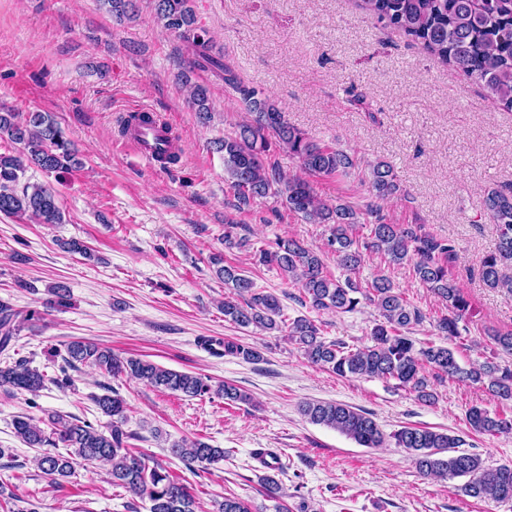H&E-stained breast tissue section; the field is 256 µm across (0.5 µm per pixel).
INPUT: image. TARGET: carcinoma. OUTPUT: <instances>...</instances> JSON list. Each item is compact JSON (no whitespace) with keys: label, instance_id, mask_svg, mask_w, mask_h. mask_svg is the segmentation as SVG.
Returning a JSON list of instances; mask_svg holds the SVG:
<instances>
[{"label":"carcinoma","instance_id":"1","mask_svg":"<svg viewBox=\"0 0 512 512\" xmlns=\"http://www.w3.org/2000/svg\"><path fill=\"white\" fill-rule=\"evenodd\" d=\"M117 19L136 15V0H103ZM155 15L162 26L174 33L192 50L189 70L208 69L224 79V84L240 94L252 120L239 125L232 134L216 142L223 153L224 171L238 200V207L270 196L280 197L288 210L317 224L330 225L327 253L336 258L341 269L355 273L364 253L377 252L397 265L407 263L412 275L435 296L445 302L448 314L435 328L450 338L461 335L460 323L470 311L468 299L454 280L448 277V260L455 255L454 246L433 236L422 235L410 224H389L381 205L398 191L393 168L384 161L372 165L369 172L370 200L364 216L371 225L370 237L360 240L356 234L358 213L345 204L329 206L322 202L309 181L285 177L267 162L271 145L288 150L301 167L317 176L345 173L355 161L341 149L322 146L299 129L288 125L283 112L264 92L244 86L223 58L213 53L208 31L198 24L194 0H154ZM363 10L401 31L419 43L429 54L484 84L499 106L512 111V0H360ZM191 104L198 120L205 124L212 118L209 89L196 83L191 90ZM20 146L13 154L0 152V213L28 216L41 224H61L63 213L55 192L40 184L19 185L27 168L34 165L48 172H65L75 168V150L64 130L46 112H29L20 121L17 113L0 110V139ZM484 218L495 224L497 243L481 263V277L486 286L512 294V279L502 276V267L512 265V191L491 190L483 202ZM258 261L276 267L289 284L302 289L305 301L317 311L349 313L357 309V293L375 306L378 323L370 331V343L350 347L342 341L321 337L315 321L297 317L289 322L283 317L280 298L255 288L253 279L238 267L223 264L219 255L210 263L228 288L224 297V317L243 328L261 332L285 331L306 359L343 378L391 380L396 386L415 394L424 403H433L430 378H457L479 385L502 400H512V368L489 359L465 369L460 367L454 351L444 345L416 348L408 336L410 326L425 320V315L410 306L391 281L380 276L367 292L351 279L340 281L327 271L322 254L293 237H278L256 250ZM19 313L0 303V350L19 331ZM492 348L512 354V332L489 334ZM224 355L244 360H258L256 347L229 338L222 341ZM63 361L69 367L89 364L112 377L128 376L155 388L179 392L189 397L214 394L227 402H247L248 395L235 385L217 386L204 378L166 369L140 358H125L106 347L89 341H72L66 346ZM45 375L28 365L25 359L0 364V387L16 392L35 393L44 388ZM101 411L112 417V428L103 431L89 423L52 420L45 431L36 420L19 415L13 420L16 435L32 448L62 446L65 455L45 452L38 467L57 486L71 477L76 467L104 461L111 465L112 483L124 487L150 502L149 512H197L198 506L188 488L170 477L157 464L153 467L141 455L124 447L126 402L118 392L94 397ZM301 412L310 422L335 429L358 445L379 448L390 438L397 448L413 455L415 466L425 477L445 480L465 477L460 492L478 500L502 502L512 494V466L490 468L477 454L458 448L463 440L448 433L424 427L404 426L387 436L371 414L337 402H305ZM468 422L478 434L496 436L512 433V416L492 413L480 405L468 411ZM173 455L188 465H211L224 459V449L197 438L174 443ZM217 512H251L247 503L226 496L217 504Z\"/></svg>","mask_w":512,"mask_h":512}]
</instances>
